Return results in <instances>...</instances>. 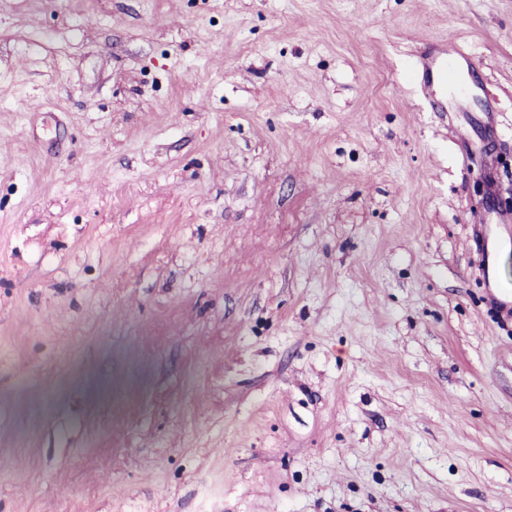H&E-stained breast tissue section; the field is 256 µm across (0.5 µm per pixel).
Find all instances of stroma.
Masks as SVG:
<instances>
[{
  "mask_svg": "<svg viewBox=\"0 0 512 512\" xmlns=\"http://www.w3.org/2000/svg\"><path fill=\"white\" fill-rule=\"evenodd\" d=\"M509 211L512 0H0V512H512Z\"/></svg>",
  "mask_w": 512,
  "mask_h": 512,
  "instance_id": "obj_1",
  "label": "stroma"
}]
</instances>
